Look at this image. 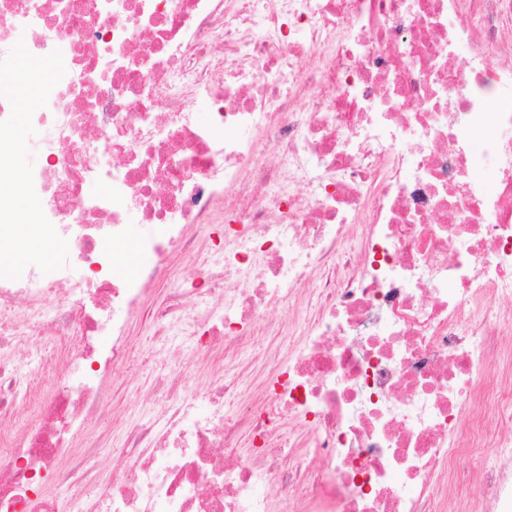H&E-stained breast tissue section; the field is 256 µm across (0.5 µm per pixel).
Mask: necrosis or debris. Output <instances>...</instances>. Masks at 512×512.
<instances>
[{"mask_svg": "<svg viewBox=\"0 0 512 512\" xmlns=\"http://www.w3.org/2000/svg\"><path fill=\"white\" fill-rule=\"evenodd\" d=\"M19 42L65 67L28 149L68 262L0 277V512H57L47 480L80 512H512V0H0V60ZM134 320L237 371L158 376L88 493L58 460L109 419ZM34 327L65 368L9 352ZM195 261L196 256H188L180 253L173 254L171 257V263L177 272V276L170 283H161L157 287L156 293H163L169 288H172V291H176L177 288H182L183 279L189 276L192 270V265L195 263ZM48 386H50V382L43 378L39 379V384H37V382L32 384V388L30 389L25 405L20 408L15 415L16 430L23 429L29 423L33 415L35 403Z\"/></svg>", "mask_w": 512, "mask_h": 512, "instance_id": "necrosis-or-debris-1", "label": "necrosis or debris"}]
</instances>
